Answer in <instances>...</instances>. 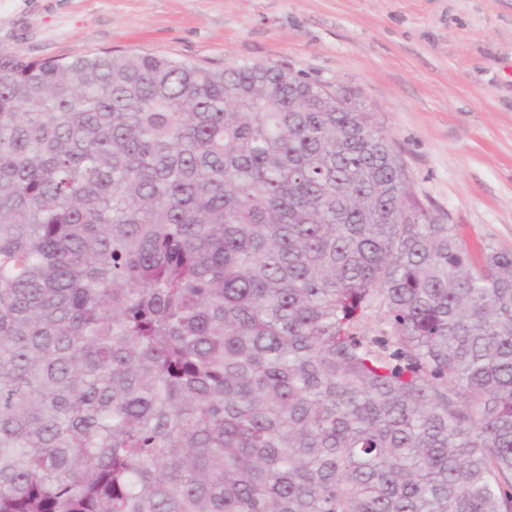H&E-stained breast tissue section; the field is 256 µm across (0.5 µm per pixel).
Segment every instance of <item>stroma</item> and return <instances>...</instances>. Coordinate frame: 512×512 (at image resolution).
<instances>
[{
    "label": "stroma",
    "instance_id": "35a3bbf8",
    "mask_svg": "<svg viewBox=\"0 0 512 512\" xmlns=\"http://www.w3.org/2000/svg\"><path fill=\"white\" fill-rule=\"evenodd\" d=\"M284 63L359 91L439 223L512 250V0H0V50Z\"/></svg>",
    "mask_w": 512,
    "mask_h": 512
}]
</instances>
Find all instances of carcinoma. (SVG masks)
<instances>
[{"label": "carcinoma", "mask_w": 512, "mask_h": 512, "mask_svg": "<svg viewBox=\"0 0 512 512\" xmlns=\"http://www.w3.org/2000/svg\"><path fill=\"white\" fill-rule=\"evenodd\" d=\"M336 93L0 50V512H512V250Z\"/></svg>", "instance_id": "1"}]
</instances>
